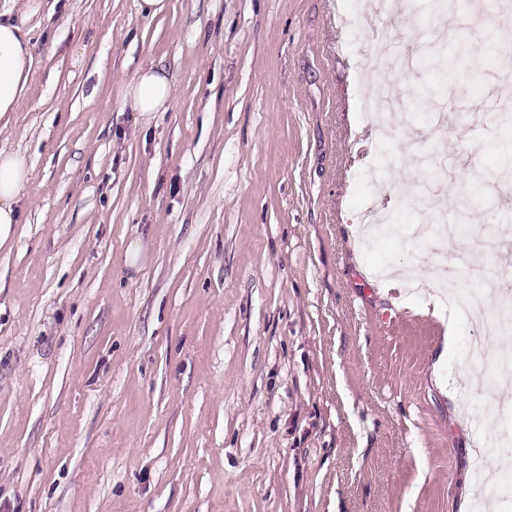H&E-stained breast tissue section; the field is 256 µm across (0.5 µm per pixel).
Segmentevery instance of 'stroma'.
<instances>
[{
  "label": "stroma",
  "instance_id": "35a3bbf8",
  "mask_svg": "<svg viewBox=\"0 0 512 512\" xmlns=\"http://www.w3.org/2000/svg\"><path fill=\"white\" fill-rule=\"evenodd\" d=\"M409 14L435 19L430 0H168L154 18L0 0L33 47L0 120L31 170L0 247V512H475L477 467L512 454L466 350L482 326L373 271L420 279L439 258L410 230L427 175L409 144L435 110L447 127L423 147L451 218L465 174L499 165L501 31L481 4L442 28L466 48L452 77L418 64ZM152 65L174 93L146 118L124 94ZM364 79L412 113L373 141L374 173L354 153ZM368 203L401 232L362 244ZM509 215L512 182L470 218ZM455 248L465 274L499 271L496 312L512 230Z\"/></svg>",
  "mask_w": 512,
  "mask_h": 512
}]
</instances>
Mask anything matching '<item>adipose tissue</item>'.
<instances>
[{"label": "adipose tissue", "instance_id": "1", "mask_svg": "<svg viewBox=\"0 0 512 512\" xmlns=\"http://www.w3.org/2000/svg\"><path fill=\"white\" fill-rule=\"evenodd\" d=\"M32 61V46L22 25L0 21V119L15 111L28 84ZM128 96L134 111L144 115L163 112L171 103L173 83L165 70L150 67L133 79ZM29 176L25 156L0 151V246L14 233L18 192Z\"/></svg>", "mask_w": 512, "mask_h": 512}]
</instances>
